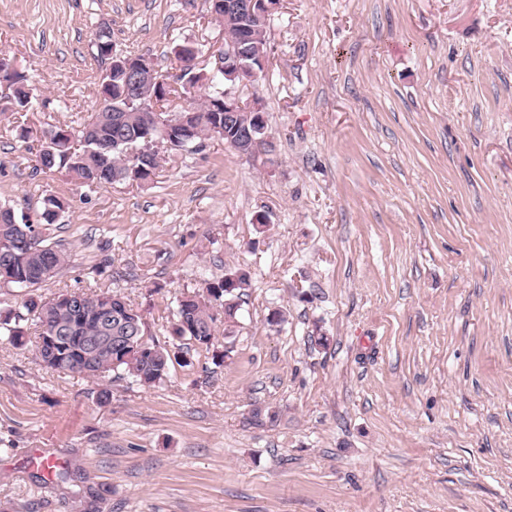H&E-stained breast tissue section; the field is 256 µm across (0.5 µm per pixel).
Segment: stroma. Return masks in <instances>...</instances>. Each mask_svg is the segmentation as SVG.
Masks as SVG:
<instances>
[{
	"mask_svg": "<svg viewBox=\"0 0 512 512\" xmlns=\"http://www.w3.org/2000/svg\"><path fill=\"white\" fill-rule=\"evenodd\" d=\"M207 10L0 0L31 89L20 127L0 81V205L70 204L39 296L120 294L164 342L175 296L251 275L223 365L202 352L154 387L0 336V512H71L101 485L100 512H512V0H281L266 75L236 89L268 148L209 139L133 185L35 171L21 129L94 112L101 29L162 72L194 43L208 70Z\"/></svg>",
	"mask_w": 512,
	"mask_h": 512,
	"instance_id": "1",
	"label": "stroma"
}]
</instances>
